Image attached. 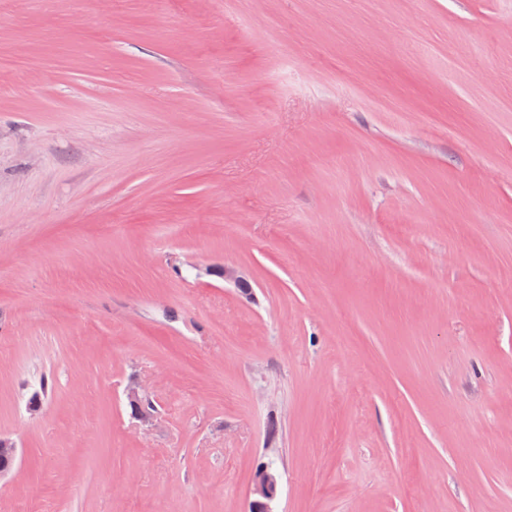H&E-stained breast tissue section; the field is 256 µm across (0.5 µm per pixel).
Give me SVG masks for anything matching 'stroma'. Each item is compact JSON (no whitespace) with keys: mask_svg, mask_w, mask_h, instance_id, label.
Listing matches in <instances>:
<instances>
[{"mask_svg":"<svg viewBox=\"0 0 512 512\" xmlns=\"http://www.w3.org/2000/svg\"><path fill=\"white\" fill-rule=\"evenodd\" d=\"M0 53V512L268 462L275 512H512V0H0Z\"/></svg>","mask_w":512,"mask_h":512,"instance_id":"1","label":"stroma"}]
</instances>
